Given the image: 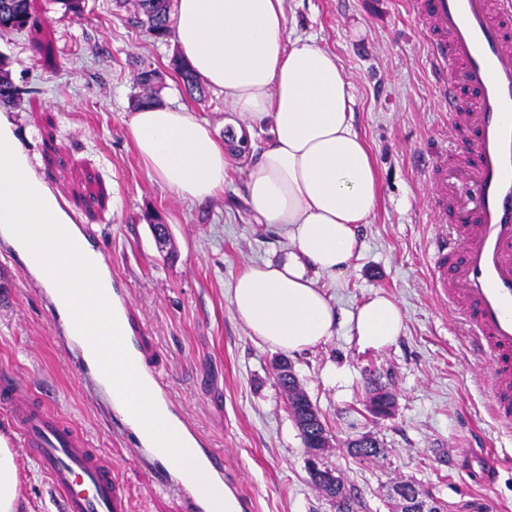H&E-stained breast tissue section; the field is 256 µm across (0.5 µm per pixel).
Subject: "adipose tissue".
Wrapping results in <instances>:
<instances>
[{
	"label": "adipose tissue",
	"instance_id": "adipose-tissue-1",
	"mask_svg": "<svg viewBox=\"0 0 512 512\" xmlns=\"http://www.w3.org/2000/svg\"><path fill=\"white\" fill-rule=\"evenodd\" d=\"M284 0H176L173 34L181 56L224 105L268 134L249 169L246 201L257 223L287 244L234 279L231 304L250 336L288 354L336 334L331 295L358 250L356 227L380 196L376 167L353 126V97L338 56L309 39L287 42ZM137 157L174 198L203 203L228 176L223 140L179 107L138 109L128 123ZM360 346L382 350L403 329L396 302L375 295L349 316ZM20 466L0 436V512H22Z\"/></svg>",
	"mask_w": 512,
	"mask_h": 512
}]
</instances>
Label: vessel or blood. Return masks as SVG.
<instances>
[{"mask_svg": "<svg viewBox=\"0 0 512 512\" xmlns=\"http://www.w3.org/2000/svg\"><path fill=\"white\" fill-rule=\"evenodd\" d=\"M419 32L430 46V64L448 108L453 137L462 149L429 158L428 206L446 227L434 241L429 283L459 315L478 346L496 418L512 427V0H410ZM114 310L124 313L125 347L132 361L143 355L141 329L130 316L122 290H113ZM82 356L76 367L102 386L89 342L75 335ZM0 406L58 495L61 512H130L109 457L91 448L84 434L51 405L20 394L9 375L0 376ZM114 424L147 461L162 488L176 492L185 512H214L197 485L182 481L179 467L152 447L122 410ZM192 458L215 478L223 464L198 434Z\"/></svg>", "mask_w": 512, "mask_h": 512, "instance_id": "b4317fda", "label": "vessel or blood"}]
</instances>
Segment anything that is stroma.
<instances>
[{
	"instance_id": "stroma-1",
	"label": "stroma",
	"mask_w": 512,
	"mask_h": 512,
	"mask_svg": "<svg viewBox=\"0 0 512 512\" xmlns=\"http://www.w3.org/2000/svg\"><path fill=\"white\" fill-rule=\"evenodd\" d=\"M284 9L290 37L314 38L339 57L354 96L353 125L380 180V202L357 227L359 250L345 285L332 291L336 306L346 317L380 292L404 319L386 349L361 348L345 321L330 342L291 357L328 430L325 463L341 476L354 512H394L386 490L402 479L448 512H469L482 495L491 512H512V431L495 421L464 329L428 283L436 227L425 163L455 142L409 0H284ZM32 14L37 26L0 31V67L19 91L0 112L35 174L89 230L112 281L127 294L150 342L145 369L160 375L182 415L223 456L224 475L251 512H336L309 482L307 450L274 380L275 350L250 336L230 303L239 270L286 243L274 227L256 223L245 199L265 134L235 137L218 197L176 200L149 175L127 136L137 69L161 72L162 104L185 106L221 133L235 122L223 93L208 87L188 95L170 67L179 53L174 38L157 39L128 23L116 0H81L76 10L63 0H33ZM156 224L169 227L166 248L153 237ZM4 246L0 239V373L11 374L23 394L52 398L111 458L132 512H184L115 429L103 396L77 376L73 353L55 340L44 298L30 291L24 263ZM330 363L348 368L346 394L326 385ZM372 375L395 396L390 416L366 409ZM365 434L380 441L383 457L349 454L348 442ZM467 449L497 457L491 491L460 472ZM16 454L30 512H59L27 449Z\"/></svg>"
}]
</instances>
